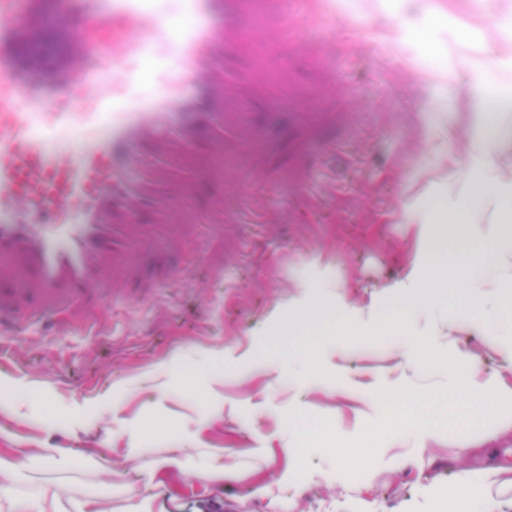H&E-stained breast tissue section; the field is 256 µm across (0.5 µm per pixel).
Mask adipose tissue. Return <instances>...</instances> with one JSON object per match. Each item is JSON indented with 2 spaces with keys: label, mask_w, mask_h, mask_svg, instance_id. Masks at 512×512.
<instances>
[{
  "label": "adipose tissue",
  "mask_w": 512,
  "mask_h": 512,
  "mask_svg": "<svg viewBox=\"0 0 512 512\" xmlns=\"http://www.w3.org/2000/svg\"><path fill=\"white\" fill-rule=\"evenodd\" d=\"M486 74L481 62L467 69V86L478 119L469 131L466 150L453 162L457 192L448 194L446 187L430 182L418 196L423 222L417 230L418 251L411 271L416 290L396 312L372 318L368 324L369 335L399 341L404 363L415 368L423 366L424 353L431 345L418 329L415 315L428 305L430 290L437 286L467 291L470 298L469 305L454 309L446 318L449 335L477 333L488 349L512 363V329L499 318L501 298L512 288V178L500 169V146L512 140V124L505 123L500 112L490 110ZM464 226L471 227L479 248L442 250L449 232ZM479 361L473 351L456 348L439 364L453 396L451 417L456 422L480 424L485 413L494 409L499 416L493 435L512 432V409H502L506 403L512 406V386L494 376L477 379ZM378 434L389 442L408 436L421 448L437 431L425 425L423 416L394 411L389 426L379 428ZM82 459L74 450L49 448L32 456L20 449L10 454L0 448V512H98L95 502L75 500L63 484L37 482L30 476L36 467L64 471ZM501 474L498 467L461 473L448 488L453 512H506L507 501L494 493L502 484Z\"/></svg>",
  "instance_id": "obj_1"
}]
</instances>
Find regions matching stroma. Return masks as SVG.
Listing matches in <instances>:
<instances>
[{"instance_id":"35a3bbf8","label":"stroma","mask_w":512,"mask_h":512,"mask_svg":"<svg viewBox=\"0 0 512 512\" xmlns=\"http://www.w3.org/2000/svg\"><path fill=\"white\" fill-rule=\"evenodd\" d=\"M286 11L295 42L268 52L265 86L242 84L225 106L248 113L251 145L217 155L204 140L176 152L173 173L204 167L206 179L181 209L140 218L197 220L215 197L233 205L226 183L243 180L283 196L275 224L205 229L175 246L156 238L127 294L103 308L74 303L62 325L32 324L0 352V386L33 392L20 416L0 414V447L84 451L80 467L43 473L78 499L112 512H165L166 499L182 512H450L459 469L512 464V434L475 425L423 448L378 442V463L360 467L361 429L388 419L374 404L381 393L443 412L448 379L433 366L445 346L417 370L386 339L322 354L331 394L273 371L228 372L247 353L287 363L280 324L311 300L364 324L412 291L418 186L447 174L476 120L462 75L446 72L491 34L477 0H269V27ZM353 14L368 25L352 29ZM337 429L351 449L342 468ZM173 448L182 469L143 481ZM217 454L229 469L221 477L209 470ZM395 455L404 467L388 465Z\"/></svg>"}]
</instances>
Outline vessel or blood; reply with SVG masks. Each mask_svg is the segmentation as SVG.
<instances>
[{
  "mask_svg": "<svg viewBox=\"0 0 512 512\" xmlns=\"http://www.w3.org/2000/svg\"><path fill=\"white\" fill-rule=\"evenodd\" d=\"M265 0H68L78 23L57 29L50 0H0V332H18L20 301L42 317L126 291L131 255L168 234L142 224L157 204L180 207L201 172L153 190L170 148L244 147L247 119L223 120L221 98L269 79ZM185 17V25L174 22ZM255 45L248 69L228 61ZM203 224H265L248 185L228 186Z\"/></svg>",
  "mask_w": 512,
  "mask_h": 512,
  "instance_id": "1",
  "label": "vessel or blood"
}]
</instances>
